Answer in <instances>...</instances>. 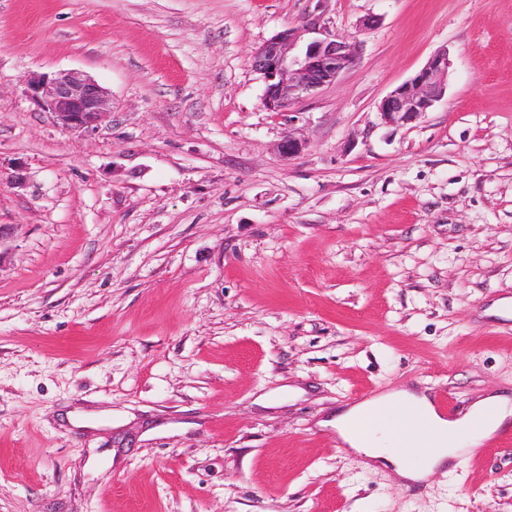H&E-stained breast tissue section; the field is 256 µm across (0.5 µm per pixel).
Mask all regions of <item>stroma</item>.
<instances>
[{
  "instance_id": "obj_1",
  "label": "stroma",
  "mask_w": 512,
  "mask_h": 512,
  "mask_svg": "<svg viewBox=\"0 0 512 512\" xmlns=\"http://www.w3.org/2000/svg\"><path fill=\"white\" fill-rule=\"evenodd\" d=\"M308 17L356 59L268 111ZM68 69L94 132L26 93ZM404 388L512 396V0H0V512H512V442L416 487L321 425ZM450 62L446 51L433 54L412 78L385 96L377 106L387 125H404L429 112L444 96ZM27 91L59 126L70 131H95L112 109L109 92L80 70L32 75Z\"/></svg>"
}]
</instances>
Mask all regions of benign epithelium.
I'll return each mask as SVG.
<instances>
[{
  "label": "benign epithelium",
  "instance_id": "obj_1",
  "mask_svg": "<svg viewBox=\"0 0 512 512\" xmlns=\"http://www.w3.org/2000/svg\"><path fill=\"white\" fill-rule=\"evenodd\" d=\"M304 30H314L320 37L305 42ZM353 60V44L321 27L315 18L304 21L300 29L289 27L278 32L254 55V67L265 81L264 107L281 111L314 94L335 81ZM449 67L447 52L433 54L412 78L378 103L381 120L399 126L425 115L445 94ZM27 91L59 126L70 131H95L112 109L109 92L80 70L32 75Z\"/></svg>",
  "mask_w": 512,
  "mask_h": 512
}]
</instances>
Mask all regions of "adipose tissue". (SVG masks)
Returning a JSON list of instances; mask_svg holds the SVG:
<instances>
[{"label":"adipose tissue","instance_id":"obj_1","mask_svg":"<svg viewBox=\"0 0 512 512\" xmlns=\"http://www.w3.org/2000/svg\"><path fill=\"white\" fill-rule=\"evenodd\" d=\"M409 409L423 417L422 428L411 433L423 452L416 462L397 450L398 426ZM330 425L367 465L388 467L397 479L417 482L435 470L452 466L490 436L511 427L512 397L505 393L485 396L463 416L448 419L425 392L402 389L341 409Z\"/></svg>","mask_w":512,"mask_h":512}]
</instances>
